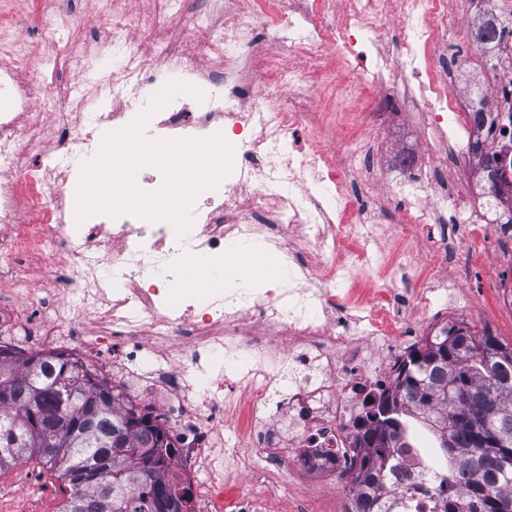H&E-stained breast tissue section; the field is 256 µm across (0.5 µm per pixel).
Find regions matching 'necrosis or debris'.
Returning <instances> with one entry per match:
<instances>
[{
    "mask_svg": "<svg viewBox=\"0 0 512 512\" xmlns=\"http://www.w3.org/2000/svg\"><path fill=\"white\" fill-rule=\"evenodd\" d=\"M394 1L349 0L346 18L336 26V51L346 62L366 53L373 62L362 73L350 70L337 78V113L325 124H340L341 113L353 111L366 88L392 103H420L431 115L423 136L428 149L398 160L410 172L395 187L408 205L406 222L419 231L442 221L453 232L480 239L495 231L502 209L482 194L467 206L446 200L439 175L458 180L472 159L449 162L440 146L480 134L501 159L502 191L512 190V54L499 39L489 40L494 65L503 73L489 86L498 108L481 127L462 124L474 104L454 94L429 63L448 46L447 0H398L399 12ZM315 2L257 0L245 13L238 0H206L212 21L194 33L190 52L176 42L156 45L148 55L142 50L178 0H153L148 18L105 11L72 22L68 47L42 68L29 66L16 43L0 42V284L10 287L8 298H0V334L36 353L65 350L156 411L177 442L175 470L191 487L194 512H268L263 489L280 482L287 461L323 483L346 473L357 453L365 394L388 386L392 360L403 342L418 334L400 318L397 294L388 284L390 266L375 250L382 226L364 216L354 224L342 221L369 135L347 140L331 156L318 132H311L307 144L292 145L280 124L287 105L299 109L300 124L310 122L306 108L316 82L309 72L287 67L286 59L304 62L322 50L325 31ZM391 17L404 30L395 49L380 27ZM261 27L284 43L286 54L254 44L251 35ZM91 29L129 36L120 67L97 86L102 97L147 106L150 87L171 64L209 85L207 101L191 108L177 98L155 114L147 126L153 135L204 138L229 124L240 130L233 157L236 182L225 185L223 197L207 196L194 208L184 238L148 230L131 214L74 219L67 184L74 165L91 156L96 139L93 132L78 131L84 113H50L41 90L58 68L75 75L92 69L96 56L85 40ZM411 74L419 76L418 85L409 84ZM260 80L284 82L286 104L260 101ZM51 120L67 132L56 157L43 147V130ZM273 197L282 206L270 213L266 205ZM259 239L281 255L287 284L242 288L202 306L176 303L158 285L145 283L147 267L173 263L183 247L217 252L228 242ZM428 247L433 273L415 293L424 309L437 306L441 289L460 285L455 273L444 270L449 260L442 241H429ZM31 251L64 255L66 270L54 286L81 289L94 334H86L82 318L64 305H51L20 262ZM105 255L112 258L108 281L96 275ZM352 277L374 287L379 305L353 308L337 295ZM217 354L224 357L225 387L249 397L248 408L230 425L214 380L202 384L190 376L204 358ZM283 382L288 414L278 420L267 416L266 407ZM216 448L256 462L249 470L254 489L238 491L229 508L224 474L210 462Z\"/></svg>",
    "mask_w": 512,
    "mask_h": 512,
    "instance_id": "obj_1",
    "label": "necrosis or debris"
}]
</instances>
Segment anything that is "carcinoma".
I'll use <instances>...</instances> for the list:
<instances>
[{
    "label": "carcinoma",
    "mask_w": 512,
    "mask_h": 512,
    "mask_svg": "<svg viewBox=\"0 0 512 512\" xmlns=\"http://www.w3.org/2000/svg\"><path fill=\"white\" fill-rule=\"evenodd\" d=\"M483 155L498 198L499 158ZM496 339L461 325L398 360L359 426L348 512H512V346ZM411 418L432 432L446 467L433 463L427 484L399 490L406 465L426 463ZM33 458L69 489L59 512H155L159 494L166 512H191L168 432L123 389L62 354L0 356V471Z\"/></svg>",
    "instance_id": "obj_1"
}]
</instances>
